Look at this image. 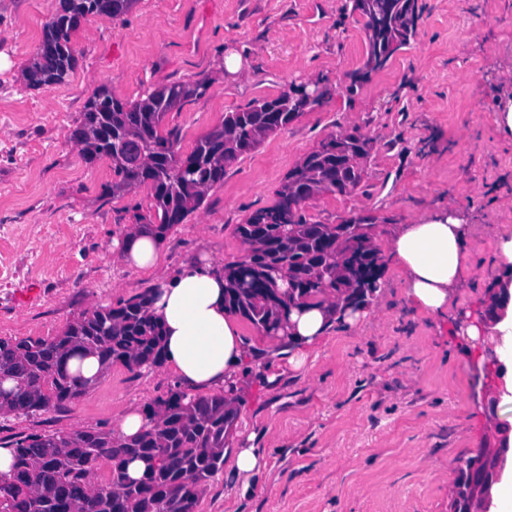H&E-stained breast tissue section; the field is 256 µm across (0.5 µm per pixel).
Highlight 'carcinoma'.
<instances>
[{
    "label": "carcinoma",
    "instance_id": "cac0c4a2",
    "mask_svg": "<svg viewBox=\"0 0 512 512\" xmlns=\"http://www.w3.org/2000/svg\"><path fill=\"white\" fill-rule=\"evenodd\" d=\"M136 0H58L43 36L25 67L26 86L62 85L77 60L73 37L91 16L118 19ZM364 18L368 51L359 77L385 67L416 33L417 0H353ZM197 80L156 89L123 102L101 87L86 102L72 138L88 160L111 161L112 197L148 184L154 214L138 229L161 238L197 211L227 168L302 113L323 103L295 99L284 91L255 98L200 137L184 152L175 129H162L167 113L206 94ZM370 140L339 134L308 153L285 178L278 200L255 211L237 232L250 246L247 257L224 265L226 307L268 336L288 338L293 308L321 306L332 290L348 306L365 304L375 292L379 256L370 234L374 224L358 218L342 224L309 222L291 206L307 190L346 194L361 181ZM343 255L336 263V253ZM154 289L116 307L82 315L52 339L0 338V415H29L70 402L91 384L69 369L73 357L119 361L133 371L162 363L163 334L150 313ZM12 382L9 388L3 387ZM153 424L140 435L118 439L112 432L80 430L67 435L29 434L6 443L13 449L8 474L0 473V512H196L210 478L224 468L225 439L235 411L222 395L170 392L151 407ZM150 462L145 477L125 475L128 460ZM112 462L111 480L93 481L99 462Z\"/></svg>",
    "mask_w": 512,
    "mask_h": 512
}]
</instances>
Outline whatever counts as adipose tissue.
Returning a JSON list of instances; mask_svg holds the SVG:
<instances>
[{
	"label": "adipose tissue",
	"mask_w": 512,
	"mask_h": 512,
	"mask_svg": "<svg viewBox=\"0 0 512 512\" xmlns=\"http://www.w3.org/2000/svg\"><path fill=\"white\" fill-rule=\"evenodd\" d=\"M468 226L457 213L435 210L403 224L388 240L385 258L404 275L406 296L420 312L445 316L467 259ZM124 262L153 272L160 264L158 242L140 232L126 237ZM224 267L204 255L165 280L151 310L164 327L163 367L191 396L229 392L235 374L249 364L239 323L224 307ZM362 310L332 314L326 307L292 309L290 362L305 365L326 339L333 321L355 325Z\"/></svg>",
	"instance_id": "adipose-tissue-1"
}]
</instances>
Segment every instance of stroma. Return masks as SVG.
<instances>
[{"instance_id": "35a3bbf8", "label": "stroma", "mask_w": 512, "mask_h": 512, "mask_svg": "<svg viewBox=\"0 0 512 512\" xmlns=\"http://www.w3.org/2000/svg\"><path fill=\"white\" fill-rule=\"evenodd\" d=\"M56 7L0 0V140L10 142L0 148V253L20 262L0 282V337L59 335L204 251L223 264L242 260L237 225L275 204L309 152L354 132L373 142L360 184L308 201L306 218H371L380 249L397 225L434 209L458 212L470 226V267L452 308L488 303L503 275L494 241L512 230V138L495 123L499 100L512 96V0H418L415 39L362 81L368 39L352 0H136L121 19L82 21L69 81L34 91L23 70ZM231 55L241 62L234 72L225 66ZM203 78L206 94L164 120L186 152L253 99L301 84L326 96L229 167L204 204L166 232L158 270H133L117 244L150 215L152 191L104 195L110 161H86L71 134L98 87L131 102ZM365 309L355 326L333 324L301 370L288 362L291 343L241 321L258 363L237 376L225 456L252 447L267 466L251 494L221 470L197 512H450L467 462L489 446L495 424L512 423L511 403L492 415L484 408L497 365L449 335V320L414 310L394 269H382ZM176 387L162 368L116 363L65 409L1 417L0 439L112 431L127 409Z\"/></svg>"}]
</instances>
